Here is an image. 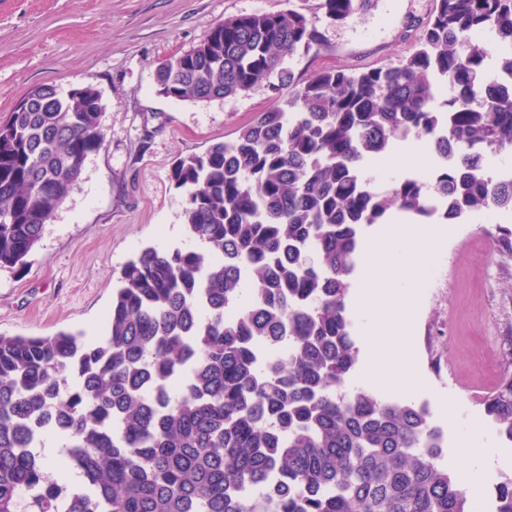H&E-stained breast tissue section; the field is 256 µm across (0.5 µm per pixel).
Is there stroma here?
Here are the masks:
<instances>
[{
  "label": "stroma",
  "instance_id": "35a3bbf8",
  "mask_svg": "<svg viewBox=\"0 0 512 512\" xmlns=\"http://www.w3.org/2000/svg\"><path fill=\"white\" fill-rule=\"evenodd\" d=\"M433 0H372L340 24L317 0H0V123L34 86L95 87L105 139L86 158L64 203L25 265L0 269V333H105L113 287L141 249L186 248L185 194L168 180L173 162L234 138L272 104L265 87L208 103L159 95L158 64L200 44L224 19L295 9L324 40L295 56L297 80L325 68L388 67L412 50ZM503 216L452 224L414 311L417 366L427 403L446 436L443 462L462 472V443L491 437L495 464L477 472L470 503L493 512L494 485L512 476V445L496 438L484 400L512 369V254L498 241Z\"/></svg>",
  "mask_w": 512,
  "mask_h": 512
}]
</instances>
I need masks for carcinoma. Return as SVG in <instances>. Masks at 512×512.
<instances>
[{
  "instance_id": "1",
  "label": "carcinoma",
  "mask_w": 512,
  "mask_h": 512,
  "mask_svg": "<svg viewBox=\"0 0 512 512\" xmlns=\"http://www.w3.org/2000/svg\"><path fill=\"white\" fill-rule=\"evenodd\" d=\"M370 3L317 8L338 23ZM322 44L297 10L252 13L159 64L168 98L263 83L276 106L175 160L197 247L128 261L100 341L0 334V512H470L428 407L348 387L346 298L362 226L512 212V176L488 165L512 153V0H435L398 65L295 80L290 61ZM103 112L92 86L42 84L0 125V268L41 240ZM414 141L429 176L365 175ZM484 410L512 444V372ZM48 434L79 485L44 464ZM495 500L512 512V478Z\"/></svg>"
}]
</instances>
